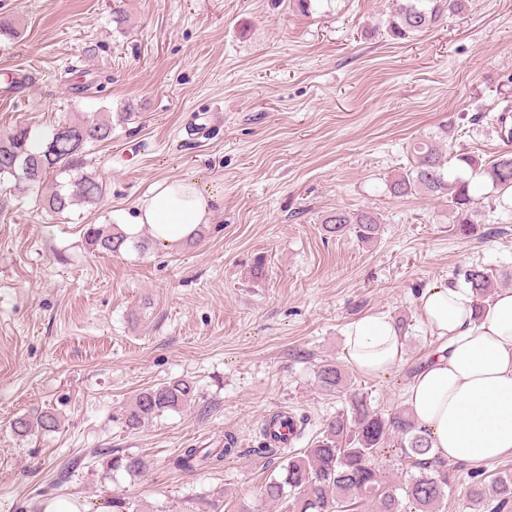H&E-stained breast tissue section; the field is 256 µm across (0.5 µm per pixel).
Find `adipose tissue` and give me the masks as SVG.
<instances>
[{"instance_id": "1", "label": "adipose tissue", "mask_w": 512, "mask_h": 512, "mask_svg": "<svg viewBox=\"0 0 512 512\" xmlns=\"http://www.w3.org/2000/svg\"><path fill=\"white\" fill-rule=\"evenodd\" d=\"M224 200L220 187L186 178L154 182L137 206L128 236L149 229L163 246L193 239ZM422 318L445 345L406 390L417 426L427 430L434 457L489 463L512 454V290L476 309L468 286L434 287L420 297ZM406 335L383 313L368 314L346 331L348 363L365 376L387 374L405 354Z\"/></svg>"}]
</instances>
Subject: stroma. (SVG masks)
<instances>
[{"label": "stroma", "instance_id": "stroma-1", "mask_svg": "<svg viewBox=\"0 0 512 512\" xmlns=\"http://www.w3.org/2000/svg\"><path fill=\"white\" fill-rule=\"evenodd\" d=\"M392 0H0V135L39 136L94 115L110 141L86 146L103 181L99 204L48 216L53 182L17 193L0 183V512H41L56 498L81 512H289L261 489L280 473L262 427L293 413L308 447L344 397L323 390L318 366L344 364V334L385 313L406 335L388 374H353L388 414L440 347L419 295L482 265L512 289V194L484 188L463 238L444 202L391 196L387 182L430 138L457 161L511 150L480 111L512 97V0H470L417 36L396 40ZM216 184L224 202L194 240L111 256L89 249V224H126L157 180ZM381 217L376 240L326 235L337 210ZM264 273L250 274L256 257ZM194 382L190 408L130 430L138 390ZM53 412L57 431L16 437L12 420ZM238 451L217 471L180 472L184 448ZM150 461L139 476L102 473L112 454Z\"/></svg>", "mask_w": 512, "mask_h": 512}]
</instances>
